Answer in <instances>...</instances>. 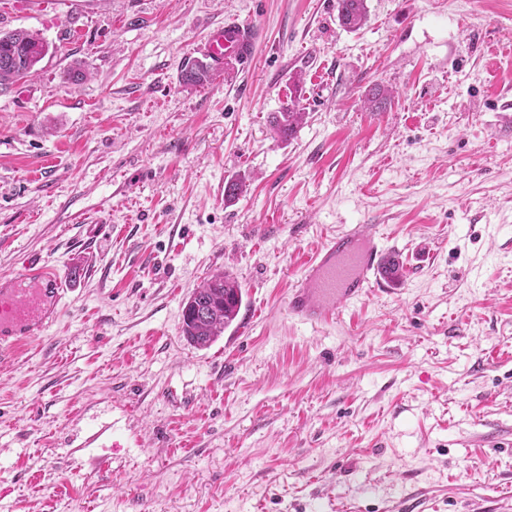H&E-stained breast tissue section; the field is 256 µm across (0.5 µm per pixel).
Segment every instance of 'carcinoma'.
<instances>
[{
    "mask_svg": "<svg viewBox=\"0 0 512 512\" xmlns=\"http://www.w3.org/2000/svg\"><path fill=\"white\" fill-rule=\"evenodd\" d=\"M338 21L350 31H358L368 19L366 0H337ZM48 51L37 34L26 30L0 32V88L3 89L33 73ZM213 72L204 61H194L182 73V82L198 86L208 82ZM302 117L295 103H290L274 127L282 135H290ZM240 283L227 273L211 276L195 289L182 310L183 337L197 348H207L236 319L242 305Z\"/></svg>",
    "mask_w": 512,
    "mask_h": 512,
    "instance_id": "obj_1",
    "label": "carcinoma"
}]
</instances>
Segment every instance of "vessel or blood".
<instances>
[{
	"mask_svg": "<svg viewBox=\"0 0 512 512\" xmlns=\"http://www.w3.org/2000/svg\"><path fill=\"white\" fill-rule=\"evenodd\" d=\"M261 37L251 24L215 28L200 50L214 68L246 66ZM392 256L371 224H357L331 237L302 267L288 295V311L303 322L328 321L371 289L386 290ZM65 287L53 266L31 262L27 270L0 279V359L22 343L44 336L60 314Z\"/></svg>",
	"mask_w": 512,
	"mask_h": 512,
	"instance_id": "vessel-or-blood-1",
	"label": "vessel or blood"
}]
</instances>
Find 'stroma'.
<instances>
[{
  "mask_svg": "<svg viewBox=\"0 0 512 512\" xmlns=\"http://www.w3.org/2000/svg\"><path fill=\"white\" fill-rule=\"evenodd\" d=\"M367 6L350 32L337 0H0L49 45L0 91V277L70 275L0 366V512H512V0ZM230 21L263 31L250 67L184 85ZM354 224L391 289L291 317ZM218 272L243 304L200 349L182 308Z\"/></svg>",
  "mask_w": 512,
  "mask_h": 512,
  "instance_id": "stroma-1",
  "label": "stroma"
}]
</instances>
